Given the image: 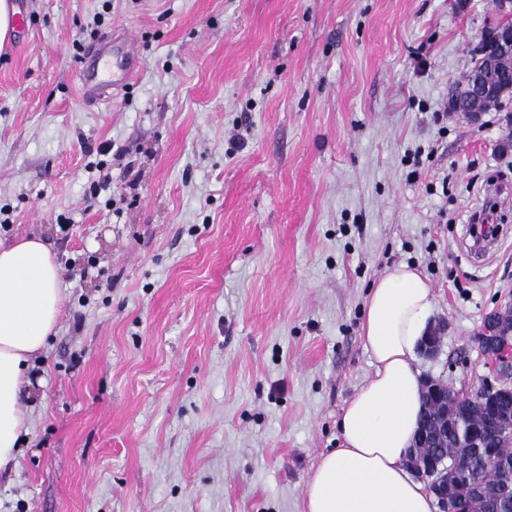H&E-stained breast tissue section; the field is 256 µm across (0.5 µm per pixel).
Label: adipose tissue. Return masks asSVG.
<instances>
[{
    "instance_id": "adipose-tissue-1",
    "label": "adipose tissue",
    "mask_w": 512,
    "mask_h": 512,
    "mask_svg": "<svg viewBox=\"0 0 512 512\" xmlns=\"http://www.w3.org/2000/svg\"><path fill=\"white\" fill-rule=\"evenodd\" d=\"M59 278L40 238L0 240V472L15 466L29 433L24 399L60 315ZM432 298L412 264L388 267L373 283L360 333L374 372L343 409L339 448L311 469L304 512H438L428 485L405 465L422 411L414 359Z\"/></svg>"
}]
</instances>
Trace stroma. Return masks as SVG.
<instances>
[{"mask_svg": "<svg viewBox=\"0 0 512 512\" xmlns=\"http://www.w3.org/2000/svg\"><path fill=\"white\" fill-rule=\"evenodd\" d=\"M22 3L0 239L50 246L62 314L0 512H303L398 263L446 325L422 376L492 378L476 334L512 300V204L480 260L471 218L512 184V96L477 119L450 97L496 0ZM122 29L137 80L81 100V58Z\"/></svg>", "mask_w": 512, "mask_h": 512, "instance_id": "obj_1", "label": "stroma"}]
</instances>
